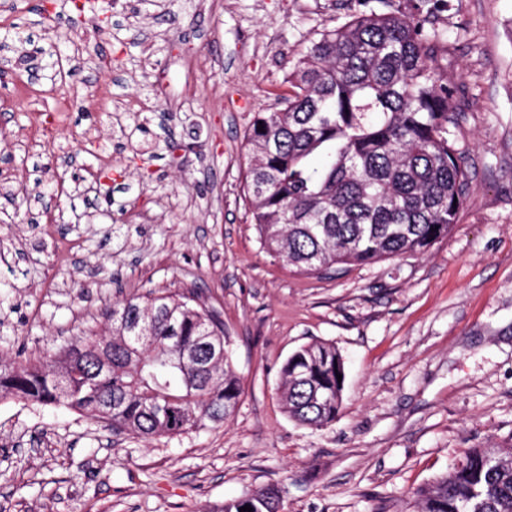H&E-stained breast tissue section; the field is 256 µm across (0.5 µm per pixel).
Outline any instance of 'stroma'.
Wrapping results in <instances>:
<instances>
[{"label": "stroma", "mask_w": 512, "mask_h": 512, "mask_svg": "<svg viewBox=\"0 0 512 512\" xmlns=\"http://www.w3.org/2000/svg\"><path fill=\"white\" fill-rule=\"evenodd\" d=\"M36 3L0 0V356L49 363L122 300L183 295L223 322L242 393L225 423L155 440L0 400V512H211L265 487L280 512H417L468 449H512V0H370L444 33L470 185L428 252L332 277L264 248L246 136L360 0H95L108 29ZM315 341L345 360L321 429L277 394Z\"/></svg>", "instance_id": "obj_1"}]
</instances>
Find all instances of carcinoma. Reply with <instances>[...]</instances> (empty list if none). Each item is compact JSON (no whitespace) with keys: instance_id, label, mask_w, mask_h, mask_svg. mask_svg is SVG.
<instances>
[{"instance_id":"1","label":"carcinoma","mask_w":512,"mask_h":512,"mask_svg":"<svg viewBox=\"0 0 512 512\" xmlns=\"http://www.w3.org/2000/svg\"><path fill=\"white\" fill-rule=\"evenodd\" d=\"M443 35L398 13L356 14L310 40L277 112L246 136L245 183L267 251L327 275L425 253L457 223L468 172L448 125L453 87L438 70ZM263 129H257V126ZM345 375L336 347L313 342L282 367L288 417L323 427L339 414ZM63 405L146 440L226 420L241 395L217 317L170 295L112 308V335L89 337L58 368L0 361V397ZM420 512H512V452L471 448L427 487ZM277 512L275 489L218 512Z\"/></svg>"}]
</instances>
